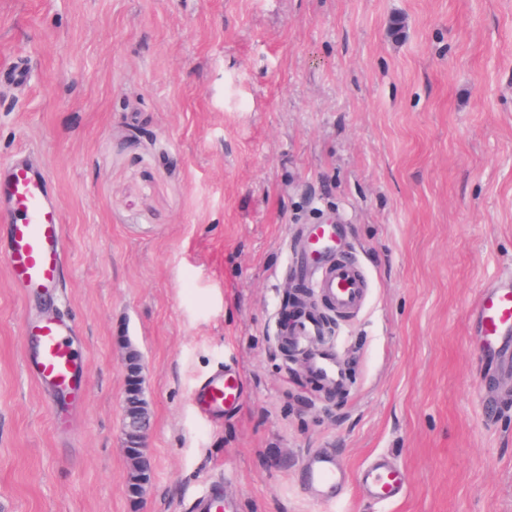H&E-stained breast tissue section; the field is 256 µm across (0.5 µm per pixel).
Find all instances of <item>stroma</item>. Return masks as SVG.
I'll return each instance as SVG.
<instances>
[{
	"mask_svg": "<svg viewBox=\"0 0 512 512\" xmlns=\"http://www.w3.org/2000/svg\"><path fill=\"white\" fill-rule=\"evenodd\" d=\"M0 166L50 176L68 261L12 282L0 228V512H372L300 488L306 454L393 455L387 512H512V369L470 321L512 270V0H0ZM143 138H134V131ZM337 224L365 307L327 334L330 393L273 325L298 225ZM72 319L83 390L24 368V322ZM153 475L127 494L126 346ZM241 403H192L216 366ZM230 510L224 502V484L220 480L210 483L197 497L193 512H224ZM228 512V511H226Z\"/></svg>",
	"mask_w": 512,
	"mask_h": 512,
	"instance_id": "obj_1",
	"label": "stroma"
}]
</instances>
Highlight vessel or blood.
Instances as JSON below:
<instances>
[{
    "instance_id": "1",
    "label": "vessel or blood",
    "mask_w": 512,
    "mask_h": 512,
    "mask_svg": "<svg viewBox=\"0 0 512 512\" xmlns=\"http://www.w3.org/2000/svg\"><path fill=\"white\" fill-rule=\"evenodd\" d=\"M0 223L7 227L9 271L14 282L30 289L54 287L64 265V236L63 215L49 180L21 163L6 165L0 171ZM294 259L310 276L315 297L337 317H348L363 308L367 276L354 256L339 250L333 225H319L313 240L301 235ZM472 318L477 335L487 345L512 334V271L482 290ZM74 333V323L62 320L29 326L34 351L26 365L35 380L60 392L80 390L81 367L71 342ZM278 334L295 349L304 340L320 337L322 327L314 315L303 313L280 322ZM192 399L202 418L222 416L239 402V377L231 369H218L196 386ZM358 481L375 504L395 503L406 493L401 468L386 456L373 457L366 463ZM348 484V473L333 452L316 450L306 455L302 486L307 493L332 503ZM227 508L224 485L216 480L197 497L193 512H226Z\"/></svg>"
}]
</instances>
